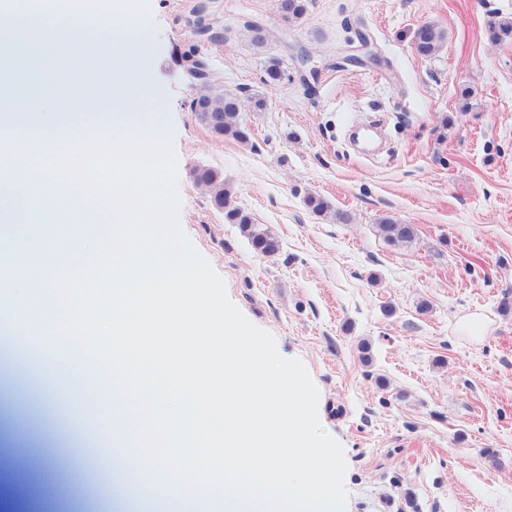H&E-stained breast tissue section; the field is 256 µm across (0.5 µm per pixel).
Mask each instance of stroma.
<instances>
[{
    "mask_svg": "<svg viewBox=\"0 0 512 512\" xmlns=\"http://www.w3.org/2000/svg\"><path fill=\"white\" fill-rule=\"evenodd\" d=\"M149 5L153 91L138 118L173 144L180 227L244 316L307 368L344 449L346 512H512V35L489 33L512 0H308L290 21L278 0ZM425 23L447 35L430 59L415 52ZM193 52L209 84L188 76ZM274 58L284 75L269 85ZM207 86L239 96L249 142L196 119ZM200 167L279 237L277 255L225 222ZM309 193L330 212L312 213ZM385 217L415 239L387 243ZM45 464L53 512H96L107 488L92 462L70 449Z\"/></svg>",
    "mask_w": 512,
    "mask_h": 512,
    "instance_id": "stroma-1",
    "label": "stroma"
}]
</instances>
